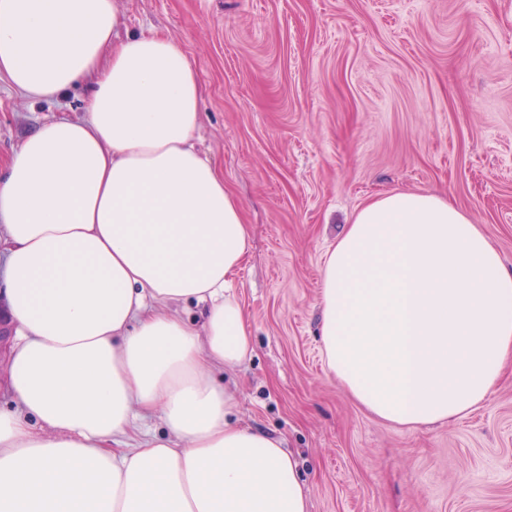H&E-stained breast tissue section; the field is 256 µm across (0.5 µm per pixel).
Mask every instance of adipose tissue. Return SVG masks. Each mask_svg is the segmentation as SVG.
<instances>
[{
  "label": "adipose tissue",
  "instance_id": "adipose-tissue-1",
  "mask_svg": "<svg viewBox=\"0 0 512 512\" xmlns=\"http://www.w3.org/2000/svg\"><path fill=\"white\" fill-rule=\"evenodd\" d=\"M120 24L118 0H0V75L29 99L90 90L82 119L42 122L0 169V512H307L295 457L234 425L218 380L252 351L230 292L250 230L196 149L197 73L177 41ZM320 311L329 372L395 425L470 413L512 362V270L433 194L359 209ZM157 410L166 434L124 448Z\"/></svg>",
  "mask_w": 512,
  "mask_h": 512
}]
</instances>
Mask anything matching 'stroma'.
<instances>
[{
	"label": "stroma",
	"mask_w": 512,
	"mask_h": 512,
	"mask_svg": "<svg viewBox=\"0 0 512 512\" xmlns=\"http://www.w3.org/2000/svg\"><path fill=\"white\" fill-rule=\"evenodd\" d=\"M121 25L182 44L198 146L250 227L235 422L296 457L308 512H512V369L469 415L401 427L348 396L317 336L324 254L379 196L448 198L512 269V0H122ZM85 108L0 76V168Z\"/></svg>",
	"instance_id": "stroma-1"
}]
</instances>
